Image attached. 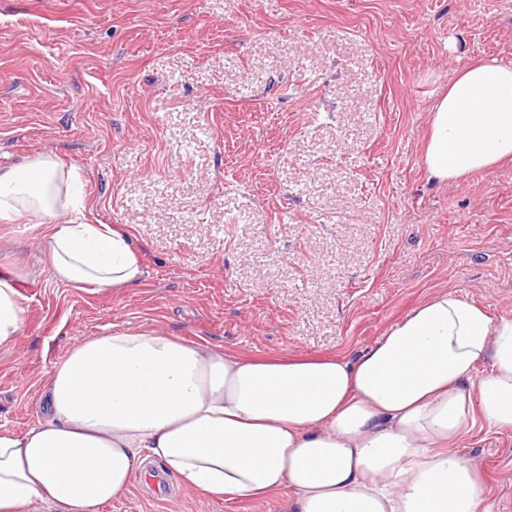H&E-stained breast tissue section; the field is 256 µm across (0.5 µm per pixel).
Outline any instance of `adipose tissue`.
I'll return each instance as SVG.
<instances>
[{"instance_id":"obj_1","label":"adipose tissue","mask_w":512,"mask_h":512,"mask_svg":"<svg viewBox=\"0 0 512 512\" xmlns=\"http://www.w3.org/2000/svg\"><path fill=\"white\" fill-rule=\"evenodd\" d=\"M512 159V66L460 71L429 114L422 160L456 184ZM79 169L53 155L0 168V220L49 227L54 280L120 290L145 275L127 233L92 215ZM25 310L0 277V347ZM43 416L0 430V512H99L159 463L203 497L288 512H494L460 443L512 430V318L443 289L356 357H246L109 325L49 373Z\"/></svg>"}]
</instances>
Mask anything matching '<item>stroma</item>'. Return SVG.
<instances>
[{"label":"stroma","instance_id":"1","mask_svg":"<svg viewBox=\"0 0 512 512\" xmlns=\"http://www.w3.org/2000/svg\"><path fill=\"white\" fill-rule=\"evenodd\" d=\"M491 57L512 65V0H0V167L78 168L145 269L58 285L46 226L0 222L25 309L0 429L114 322L259 356L358 354L444 288L512 318V164L442 185L421 160L434 101ZM465 448L512 510V431ZM283 508L135 478L100 512Z\"/></svg>","mask_w":512,"mask_h":512}]
</instances>
